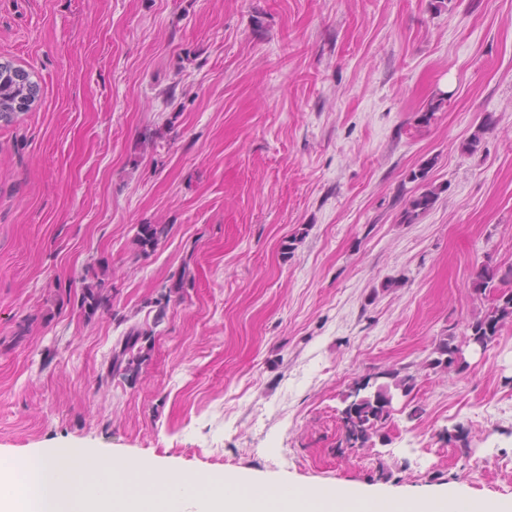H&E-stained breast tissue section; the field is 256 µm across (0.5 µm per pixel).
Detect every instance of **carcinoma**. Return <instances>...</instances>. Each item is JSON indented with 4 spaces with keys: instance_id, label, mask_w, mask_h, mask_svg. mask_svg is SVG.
<instances>
[{
    "instance_id": "cac0c4a2",
    "label": "carcinoma",
    "mask_w": 512,
    "mask_h": 512,
    "mask_svg": "<svg viewBox=\"0 0 512 512\" xmlns=\"http://www.w3.org/2000/svg\"><path fill=\"white\" fill-rule=\"evenodd\" d=\"M38 93L37 82L31 80L30 74L7 62L0 67V118L10 122L16 115L14 104L21 99L30 104L34 103ZM494 127L492 116H486L477 130L472 133L466 143L470 152L476 150L482 136ZM434 160L425 161L418 169L410 171V181L421 183V192L411 196L404 210V221L410 223L420 214L433 208L438 198V188L427 181L429 170ZM164 228L158 224H140L136 234V242L142 250L154 248ZM475 291L484 294L492 293L490 306L482 313L474 316L467 325L465 339L477 342L483 346L493 343L500 335L505 324L512 322V266L502 271L498 268H483L474 281ZM108 299L99 288L93 284L87 285L82 292L80 306L86 312L93 314L101 308L107 307ZM143 339L142 332L132 327L118 342L113 350L107 375L120 372L130 377L138 374L139 365L143 359L142 354H133L137 344ZM459 346L456 336L444 335L437 339L434 353L436 357L429 366L434 369L448 370L459 367L456 354ZM384 376L392 380V384H382L376 388L370 384L366 377L355 382L356 393H348L351 402L342 411L344 422L345 441L350 448H364L375 445V439L388 442L382 433L387 420L391 416L393 401L392 390L396 389L403 395H408L413 387V377L400 376V371L390 370Z\"/></svg>"
}]
</instances>
